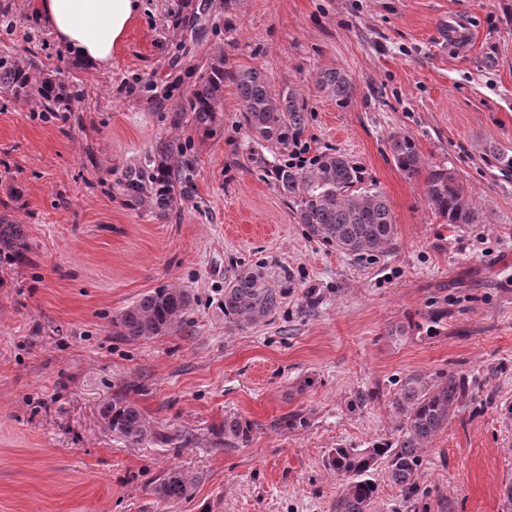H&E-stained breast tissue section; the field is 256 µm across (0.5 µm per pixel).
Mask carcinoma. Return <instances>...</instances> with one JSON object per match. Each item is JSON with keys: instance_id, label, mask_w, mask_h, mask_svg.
Here are the masks:
<instances>
[{"instance_id": "obj_1", "label": "carcinoma", "mask_w": 512, "mask_h": 512, "mask_svg": "<svg viewBox=\"0 0 512 512\" xmlns=\"http://www.w3.org/2000/svg\"><path fill=\"white\" fill-rule=\"evenodd\" d=\"M237 88L241 100L240 125L251 139L246 159L272 180L279 192L296 207L297 222L310 238L325 247L355 257H373L395 248L396 228L390 206L380 192L359 191L364 182L362 168L339 153H322L309 164L286 159L298 146L305 131L310 103L302 93L290 89L274 93L258 69L237 70L227 66L224 53L216 52L206 75L191 91L187 106L173 113L171 124L180 127L185 117L197 130L209 133L221 123L224 81ZM317 89L345 107L352 101L355 85L338 69L321 71ZM0 96L28 101L46 112L69 111L68 86L44 71L39 63L14 55H0ZM187 140L177 137L157 142L149 163L129 169L122 182L126 205L149 207L159 219L166 218L195 193L196 159ZM396 167L409 177L421 172L422 160L414 141L394 135L391 144ZM281 159L270 161L265 152ZM425 195L428 205L450 224H480L481 213L458 178L444 168L429 172ZM28 251L20 224L0 217V263L23 260ZM283 290L275 287L266 272L246 270L224 289V317L244 326L277 310ZM190 304L185 289L161 287L143 295L112 320V331L128 340L169 334L182 321ZM467 378L441 370L433 376L413 374L405 379L392 400L398 416L395 444L374 443L367 448L338 447L329 456V466L345 479L336 500V512H369L377 494L371 478L381 460H386L394 484L411 501L419 494L421 450L428 447L461 401L467 396ZM112 429L131 442L146 433L145 418L133 404L119 398L108 408ZM300 412L289 413L272 424L275 429L295 430L306 426ZM255 423L237 416L224 418V447L246 448L254 440ZM189 482L179 473H169L154 493L168 500L182 499Z\"/></svg>"}]
</instances>
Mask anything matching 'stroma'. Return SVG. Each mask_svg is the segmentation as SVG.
<instances>
[{"label": "stroma", "instance_id": "35a3bbf8", "mask_svg": "<svg viewBox=\"0 0 512 512\" xmlns=\"http://www.w3.org/2000/svg\"><path fill=\"white\" fill-rule=\"evenodd\" d=\"M204 2L197 28L176 33L171 0H142L111 67L94 71L62 56L29 0H0V54L36 55L72 94L68 112L0 98V215L29 246L0 265V512H335L333 449L394 442L405 377L441 369L470 390L421 451L419 499L407 506L382 463L371 512H512V171L487 154L512 150V0ZM459 20L471 44L449 37ZM219 50L308 98L303 145L362 167L390 205L393 250L360 261L307 236L242 156L233 84L217 132L172 127ZM330 68L354 82L348 107L314 85ZM397 133L426 169L460 178L483 223L428 206L424 176L393 162ZM174 136L192 140L196 193L160 220L126 206L122 181ZM257 264L286 295L240 327L224 288ZM162 286L190 294L178 327L114 335L113 319ZM119 397L147 420L138 442L106 415ZM296 411L307 427L273 428ZM233 415L258 432L228 450ZM172 471L190 497L154 494Z\"/></svg>", "mask_w": 512, "mask_h": 512}]
</instances>
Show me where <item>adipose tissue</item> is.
I'll return each instance as SVG.
<instances>
[{
	"label": "adipose tissue",
	"instance_id": "adipose-tissue-1",
	"mask_svg": "<svg viewBox=\"0 0 512 512\" xmlns=\"http://www.w3.org/2000/svg\"><path fill=\"white\" fill-rule=\"evenodd\" d=\"M36 15L72 62L104 71L139 13L140 0H33Z\"/></svg>",
	"mask_w": 512,
	"mask_h": 512
}]
</instances>
